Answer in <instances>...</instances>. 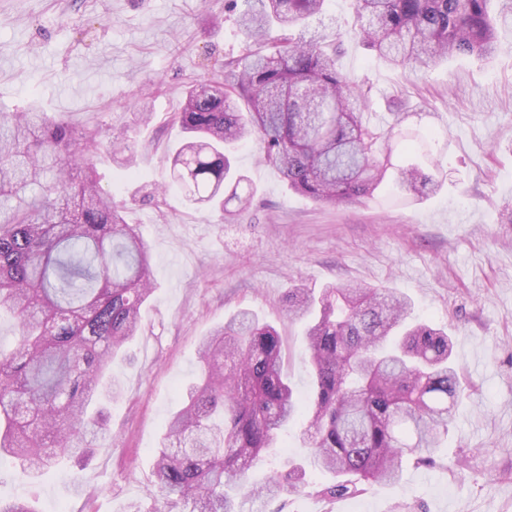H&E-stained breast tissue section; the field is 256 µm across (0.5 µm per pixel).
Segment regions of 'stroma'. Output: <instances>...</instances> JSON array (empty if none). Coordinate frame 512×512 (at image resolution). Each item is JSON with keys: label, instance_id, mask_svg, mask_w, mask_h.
I'll return each mask as SVG.
<instances>
[{"label": "stroma", "instance_id": "35a3bbf8", "mask_svg": "<svg viewBox=\"0 0 512 512\" xmlns=\"http://www.w3.org/2000/svg\"><path fill=\"white\" fill-rule=\"evenodd\" d=\"M236 19L224 0H0V112L33 105L137 147L136 168L106 153L95 167L148 243L154 283L139 335L110 370L121 394L105 406L108 447L81 469L36 477L2 458L0 497L29 500L36 512H166L153 493V453L201 372L203 336L253 311L279 331L288 382L308 403L305 324L289 318L286 295L335 284L397 290L413 318L448 331L464 387L448 437L436 465L404 462L399 483L330 501L313 491L331 480L320 474L288 500H245L243 512H512V52L412 71L344 40L339 64L373 112L392 121L386 103L399 98L405 125L447 141V181L411 206L381 192L322 204L290 190L252 140L236 165L254 198L227 221L170 189L167 155L183 138L169 118L188 87L245 53ZM143 108L150 124L138 120ZM306 425L299 416L279 435L252 483L307 463ZM454 457L462 470L444 467Z\"/></svg>", "mask_w": 512, "mask_h": 512}]
</instances>
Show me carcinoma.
<instances>
[{"label": "carcinoma", "instance_id": "obj_1", "mask_svg": "<svg viewBox=\"0 0 512 512\" xmlns=\"http://www.w3.org/2000/svg\"><path fill=\"white\" fill-rule=\"evenodd\" d=\"M326 2L226 0L247 53L190 87L172 115L185 133L168 155L172 182L187 201L217 204L227 219L230 203L248 205L253 190L228 153L252 138L289 189L317 202L391 186L409 205L444 184L435 134L398 118L372 123L367 92L327 40L353 38L415 69L492 56L500 33L512 32V0H354V28L308 34ZM103 151L136 163L135 147L100 127L77 133L34 108L0 115V312L16 328L13 347H0V457L27 474L93 456L107 433L104 402L120 389L108 368L154 292L147 243L100 186L94 159ZM288 313L311 318L305 442L315 466L340 477L317 493L340 499L397 483L406 456L433 463L461 395L448 333L408 321L411 304L387 289L292 288ZM201 362L156 449L157 493L179 512H240L243 494L272 500L304 488L300 465L247 483L254 460L301 412L277 330L242 309L204 337Z\"/></svg>", "mask_w": 512, "mask_h": 512}]
</instances>
